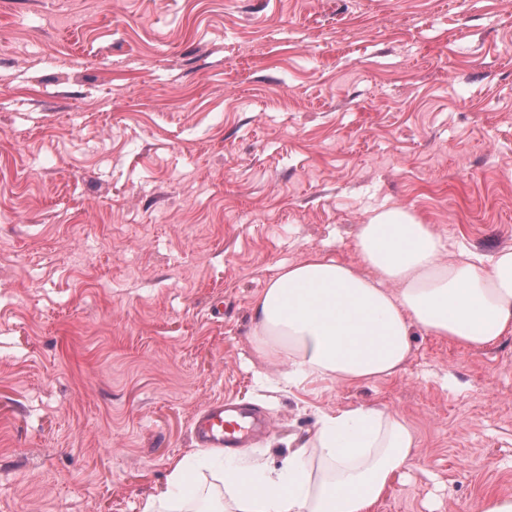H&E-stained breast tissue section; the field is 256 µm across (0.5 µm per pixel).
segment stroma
I'll return each mask as SVG.
<instances>
[{
    "label": "stroma",
    "instance_id": "stroma-1",
    "mask_svg": "<svg viewBox=\"0 0 512 512\" xmlns=\"http://www.w3.org/2000/svg\"><path fill=\"white\" fill-rule=\"evenodd\" d=\"M393 206L512 248V0H0V512H140L227 399L273 466L320 411L404 417L374 512L512 494V335L304 391L249 343L278 266L360 264Z\"/></svg>",
    "mask_w": 512,
    "mask_h": 512
}]
</instances>
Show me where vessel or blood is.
I'll list each match as a JSON object with an SVG mask.
<instances>
[{"label": "vessel or blood", "mask_w": 512, "mask_h": 512, "mask_svg": "<svg viewBox=\"0 0 512 512\" xmlns=\"http://www.w3.org/2000/svg\"><path fill=\"white\" fill-rule=\"evenodd\" d=\"M268 427V422L252 408L215 402L198 412L194 435L200 448H240L252 431Z\"/></svg>", "instance_id": "vessel-or-blood-1"}]
</instances>
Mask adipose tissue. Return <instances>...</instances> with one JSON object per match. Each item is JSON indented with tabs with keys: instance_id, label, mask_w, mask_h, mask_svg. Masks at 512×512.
<instances>
[{
	"instance_id": "ef3b65f1",
	"label": "adipose tissue",
	"mask_w": 512,
	"mask_h": 512,
	"mask_svg": "<svg viewBox=\"0 0 512 512\" xmlns=\"http://www.w3.org/2000/svg\"><path fill=\"white\" fill-rule=\"evenodd\" d=\"M355 248L358 267L317 252L280 266L252 306L253 350L285 365L289 387L393 376L416 328L468 349L512 334V248L455 253L401 207L360 225ZM416 448L398 414L369 405L324 411L279 466L253 456L225 462L224 497L212 512H372ZM188 464L185 456L173 462L141 512H178V491L199 496Z\"/></svg>"
}]
</instances>
